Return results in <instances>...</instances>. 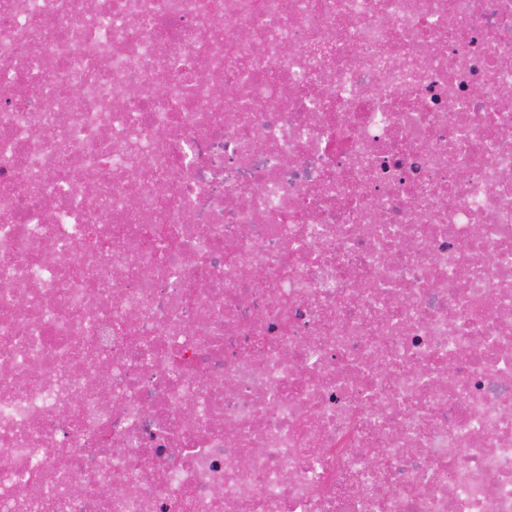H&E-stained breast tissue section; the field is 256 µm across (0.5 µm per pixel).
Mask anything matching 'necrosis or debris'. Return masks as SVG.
Masks as SVG:
<instances>
[{
    "instance_id": "necrosis-or-debris-1",
    "label": "necrosis or debris",
    "mask_w": 512,
    "mask_h": 512,
    "mask_svg": "<svg viewBox=\"0 0 512 512\" xmlns=\"http://www.w3.org/2000/svg\"><path fill=\"white\" fill-rule=\"evenodd\" d=\"M4 78L0 512H512V0H0Z\"/></svg>"
}]
</instances>
